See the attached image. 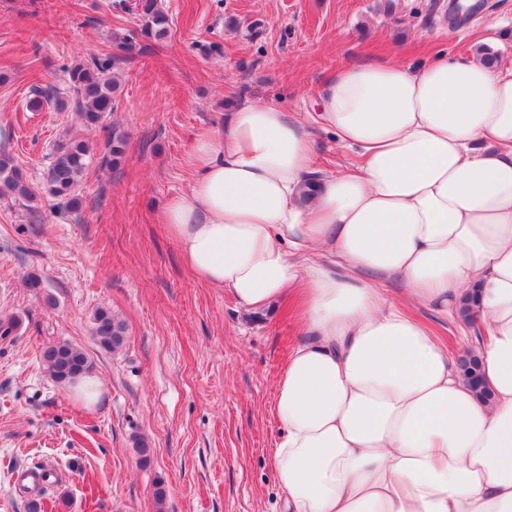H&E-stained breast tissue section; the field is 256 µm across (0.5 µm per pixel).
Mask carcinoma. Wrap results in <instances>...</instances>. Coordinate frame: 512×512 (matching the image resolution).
Wrapping results in <instances>:
<instances>
[{"label": "carcinoma", "instance_id": "carcinoma-1", "mask_svg": "<svg viewBox=\"0 0 512 512\" xmlns=\"http://www.w3.org/2000/svg\"><path fill=\"white\" fill-rule=\"evenodd\" d=\"M134 8L140 18L139 31L122 38L115 45V52L92 55L71 64L62 65L66 76V92L58 95L47 88L37 92L31 107L54 103L57 108H71L85 130L95 134L102 148L95 150L92 141L85 137L63 140L55 151L46 175V192L70 212L78 211L83 200L78 187L91 164L98 158L100 166L116 169L126 158L128 134L120 127L106 121L108 114L118 107L121 82L114 69L126 58L147 49L168 35V17L159 6V0H135ZM19 198L33 201L36 193L25 171L13 156L0 151V198ZM93 335L99 344L114 350L122 346L126 336L125 322L111 311L99 308L93 315ZM43 359L52 379L63 385L75 383L92 371L86 354L69 342H58L43 351ZM463 375L476 386L478 397L487 402L491 393L481 386V364L474 355L458 358Z\"/></svg>", "mask_w": 512, "mask_h": 512}]
</instances>
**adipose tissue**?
<instances>
[{"instance_id": "ef3b65f1", "label": "adipose tissue", "mask_w": 512, "mask_h": 512, "mask_svg": "<svg viewBox=\"0 0 512 512\" xmlns=\"http://www.w3.org/2000/svg\"><path fill=\"white\" fill-rule=\"evenodd\" d=\"M320 101L351 167L311 180L305 120L248 103L196 137L189 189L161 215L244 309L298 302L273 399L285 512H512V71L346 65ZM474 290L487 405L408 314L456 315Z\"/></svg>"}]
</instances>
